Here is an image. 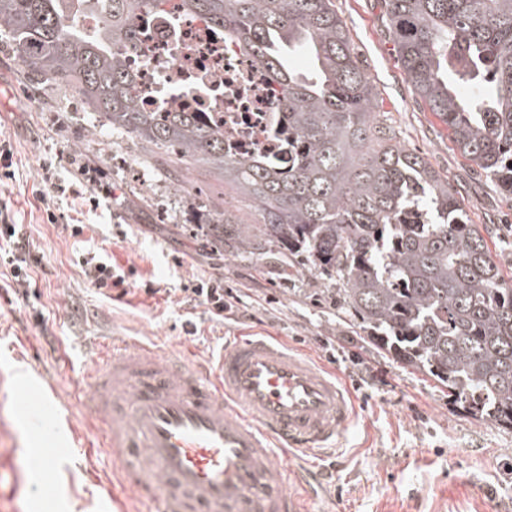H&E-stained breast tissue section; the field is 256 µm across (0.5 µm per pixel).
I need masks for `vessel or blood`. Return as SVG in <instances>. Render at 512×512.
Wrapping results in <instances>:
<instances>
[{"instance_id":"b4317fda","label":"vessel or blood","mask_w":512,"mask_h":512,"mask_svg":"<svg viewBox=\"0 0 512 512\" xmlns=\"http://www.w3.org/2000/svg\"><path fill=\"white\" fill-rule=\"evenodd\" d=\"M12 400L51 434V405ZM89 404L114 471L156 512H302L282 453L325 456L357 412L336 374L257 334L226 337L215 362L115 338L93 364ZM37 468L52 497V457Z\"/></svg>"}]
</instances>
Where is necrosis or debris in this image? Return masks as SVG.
Masks as SVG:
<instances>
[{
	"label": "necrosis or debris",
	"instance_id": "obj_1",
	"mask_svg": "<svg viewBox=\"0 0 512 512\" xmlns=\"http://www.w3.org/2000/svg\"><path fill=\"white\" fill-rule=\"evenodd\" d=\"M138 40L125 50L139 76L147 112H200L224 134V148L240 157L261 154L288 164L287 122L277 89L253 59L221 30L174 4L135 20Z\"/></svg>",
	"mask_w": 512,
	"mask_h": 512
}]
</instances>
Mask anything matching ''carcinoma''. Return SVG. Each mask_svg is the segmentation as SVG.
Wrapping results in <instances>:
<instances>
[{"instance_id":"cac0c4a2","label":"carcinoma","mask_w":512,"mask_h":512,"mask_svg":"<svg viewBox=\"0 0 512 512\" xmlns=\"http://www.w3.org/2000/svg\"><path fill=\"white\" fill-rule=\"evenodd\" d=\"M75 0H0L34 82L77 86L106 124L165 151L169 164L215 170L247 195L258 224L210 218L197 228L235 255L300 256L341 283L369 341L434 378L470 415L512 429V282L463 219L456 191L375 124L377 95L333 0H178L263 68L288 124V169L224 151L200 112H144L120 48L131 21L166 0H89L102 15L86 34ZM399 61L442 117L461 154L512 200V0H383ZM313 62L312 75L288 55Z\"/></svg>"}]
</instances>
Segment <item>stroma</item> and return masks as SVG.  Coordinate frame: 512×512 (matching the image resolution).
I'll return each mask as SVG.
<instances>
[{"label":"stroma","instance_id":"35a3bbf8","mask_svg":"<svg viewBox=\"0 0 512 512\" xmlns=\"http://www.w3.org/2000/svg\"><path fill=\"white\" fill-rule=\"evenodd\" d=\"M361 69L376 87L375 121L456 191L468 223L512 277V202L459 152L442 118L407 79L382 0H334ZM0 140L13 179L0 205L22 224L38 260L30 285L0 288V512H151L112 473L88 404L83 368L117 336L218 357L235 331L274 336L317 358L355 390L357 413L320 476L306 512H512V429L470 416L425 374L377 350L336 292L338 281L284 269L276 256L235 257L196 238L207 213L258 217L248 196L192 168L176 188L159 154L102 125L81 93L52 78L30 85L9 33L0 34ZM99 170L112 196L91 206L79 165ZM56 223H48L47 211ZM126 271V295L99 294L81 258ZM217 277L237 302L211 319L189 290ZM58 412L57 493L42 497L27 459L41 448L17 418L15 390ZM109 484L112 496L99 493Z\"/></svg>","mask_w":512,"mask_h":512}]
</instances>
